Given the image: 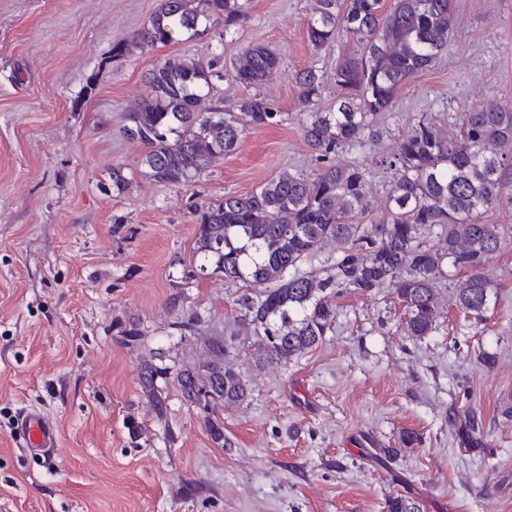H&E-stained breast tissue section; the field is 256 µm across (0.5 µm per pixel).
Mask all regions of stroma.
Returning a JSON list of instances; mask_svg holds the SVG:
<instances>
[{"mask_svg": "<svg viewBox=\"0 0 512 512\" xmlns=\"http://www.w3.org/2000/svg\"><path fill=\"white\" fill-rule=\"evenodd\" d=\"M158 3L0 0V512H387L396 495L422 512H512V204L488 214L500 247L483 266L481 318L457 307L452 277L439 279L440 317L421 339L407 336L391 289L340 288L321 342L285 365L260 359L239 285L213 272L184 278L182 262L202 213L225 196L321 168L301 131L297 76L330 74L357 46L312 45L313 0H250L234 33H181L113 57ZM454 8L448 51L400 87L373 136L339 153L365 174L368 222L385 216V157L421 117L452 138L460 112L482 98L512 106V0ZM257 43L281 67L252 92L283 121L244 125L239 148L190 185L139 173L144 147L122 127L153 67L220 56L222 77L200 107L217 100L234 112L250 91L225 72ZM118 163L133 173L120 195ZM216 338L248 395L207 410L184 400L176 376L210 360ZM148 362L164 369L161 413L141 386ZM29 409L57 428L53 456L17 440ZM469 411L482 424L479 448L463 447L454 425Z\"/></svg>", "mask_w": 512, "mask_h": 512, "instance_id": "35a3bbf8", "label": "stroma"}]
</instances>
